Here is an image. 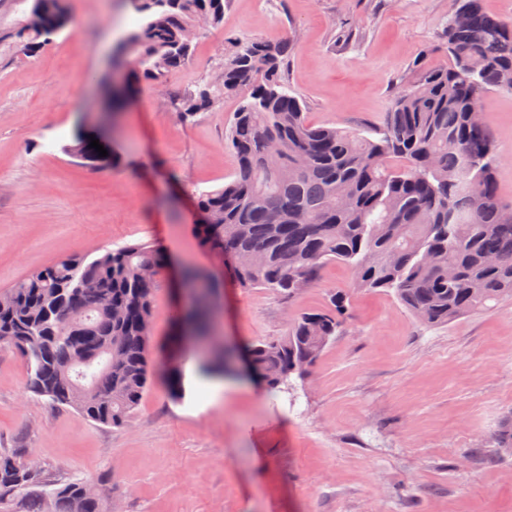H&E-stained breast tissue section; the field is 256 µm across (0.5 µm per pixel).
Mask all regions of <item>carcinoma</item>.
I'll list each match as a JSON object with an SVG mask.
<instances>
[{"label":"carcinoma","instance_id":"1","mask_svg":"<svg viewBox=\"0 0 512 512\" xmlns=\"http://www.w3.org/2000/svg\"><path fill=\"white\" fill-rule=\"evenodd\" d=\"M226 0H127L140 17L112 50V115L140 81L164 82L186 66L200 30L224 24ZM66 0H0V60L36 56L63 27ZM465 27L448 22L442 39L451 64L423 68L394 97L383 124L360 131L313 127L288 93L292 43L230 39L222 82L175 97L188 119L227 96L240 103L226 135L235 177L203 191L202 246L224 257L241 288L292 296L314 284L322 267L348 265L359 290L391 291L430 325L491 311L512 301V206L496 193L501 156L472 109L490 91L512 94V25L484 12L481 0H454ZM483 162L467 189L468 160ZM164 255L151 241L68 256L44 265L0 293V346L19 352L27 389L86 419L120 428L139 407L157 372L152 319L158 281L148 271ZM205 294L178 315L181 334L213 335L210 276L191 264L182 286ZM341 294L331 307L295 317L286 335L249 346L247 365L267 389L292 387L340 327ZM240 350L224 346L204 370L227 376ZM512 456V420L496 433ZM22 451H0V512H108L80 480L48 483L20 469Z\"/></svg>","mask_w":512,"mask_h":512}]
</instances>
